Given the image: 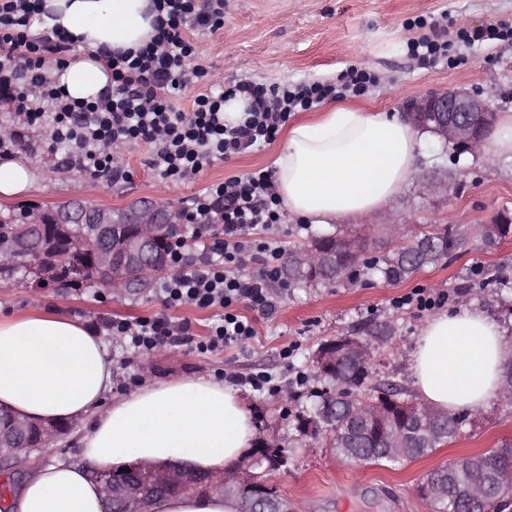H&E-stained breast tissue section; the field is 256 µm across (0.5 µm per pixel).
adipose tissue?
<instances>
[{"label": "adipose tissue", "mask_w": 512, "mask_h": 512, "mask_svg": "<svg viewBox=\"0 0 512 512\" xmlns=\"http://www.w3.org/2000/svg\"><path fill=\"white\" fill-rule=\"evenodd\" d=\"M150 0H49L51 27L77 43L135 49L150 40ZM77 100L96 99L109 83L87 57L61 77ZM422 133L389 112L333 107L291 124L275 162L274 184L290 216L317 225L360 221L385 211L406 186ZM508 350L499 324L463 304L426 320L411 353L420 400L436 410L486 404L504 385ZM108 349L79 320L41 308L0 318V407L28 420L89 422L81 458L31 469L8 498L10 512H102L91 474L131 462L189 463L223 475L256 432L243 400L224 383L173 379L113 396ZM237 497L212 493L154 500L149 512H239Z\"/></svg>", "instance_id": "adipose-tissue-1"}]
</instances>
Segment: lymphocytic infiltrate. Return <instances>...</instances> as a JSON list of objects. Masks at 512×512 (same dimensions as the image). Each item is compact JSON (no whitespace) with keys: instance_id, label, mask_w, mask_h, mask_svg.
I'll return each mask as SVG.
<instances>
[{"instance_id":"lymphocytic-infiltrate-1","label":"lymphocytic infiltrate","mask_w":512,"mask_h":512,"mask_svg":"<svg viewBox=\"0 0 512 512\" xmlns=\"http://www.w3.org/2000/svg\"><path fill=\"white\" fill-rule=\"evenodd\" d=\"M150 8L155 15L151 39L137 49L99 51L111 83L97 99L79 101L65 92L58 73L46 63L47 52L70 54L73 40L56 29L39 37L31 32L45 12L43 0H0V82L15 88L9 99L15 115L25 126L48 127L54 142L69 145L68 162L96 180L125 178L113 149L130 142L152 146L151 165L161 178L194 177L215 161L269 144L292 114L363 93L374 82L371 74L353 68L335 84H217L209 92L196 93L191 111L183 112L175 99L194 91L207 74L195 61L187 31L220 28L224 0H151ZM236 95L247 98L249 108L233 125L224 121V101ZM278 204L272 174L263 169L196 194L184 208L191 237L178 239L171 253L179 272L158 288L163 312L113 320V336L140 355L179 345L214 352L249 341L255 328L246 312H272L269 283L277 278L282 257L279 247L254 232L275 229ZM190 243L204 254L202 266L187 261ZM254 250L265 256L259 271L236 273L244 255ZM182 305L216 308L220 314L199 338L189 322L168 316L169 308Z\"/></svg>"}]
</instances>
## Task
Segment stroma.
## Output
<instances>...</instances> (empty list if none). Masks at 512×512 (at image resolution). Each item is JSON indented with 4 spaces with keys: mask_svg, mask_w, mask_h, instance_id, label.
<instances>
[{
    "mask_svg": "<svg viewBox=\"0 0 512 512\" xmlns=\"http://www.w3.org/2000/svg\"><path fill=\"white\" fill-rule=\"evenodd\" d=\"M491 23L512 29V0H228L223 27L189 32L208 78L178 98L176 105L190 111L196 93L207 91L215 80L228 86L245 79L268 86L334 82L353 66L376 75L378 81L361 95L338 98V105L399 113L406 100L463 87L490 100L499 112L512 113V40L475 47L458 41L460 29ZM434 25L454 42V58L436 65L419 63L409 44ZM284 141V136H277L270 145L216 161L185 181L160 179L151 166V146L133 142L119 151L127 179L112 183L89 179L65 162L63 152L51 151L44 130L31 128L14 153L30 164L33 175L32 187L18 201L54 206L79 196L94 205L120 207L139 198H159L181 207L209 185L272 169ZM435 170L446 173L447 189L436 192L430 187L428 178ZM504 211L512 214L511 155L465 154L453 161L437 147L433 135H425L413 174L386 211L362 224L327 227L285 215L271 237L289 250L325 232L358 236L367 254L374 255L383 225H404L409 236L429 225H449L464 238L456 252L401 282L386 281L367 270L330 286L291 288L279 280L272 282L276 309L267 316L249 312L256 334L246 348L201 353L191 346L165 347L150 355L152 368L146 373L136 356L120 368L112 392L121 395L148 382L171 379L220 380L228 372L270 373L277 393L247 385L239 392L252 410L257 430L278 440L288 452V466L273 483L296 512H430L416 493L423 476L444 462L512 443V403L495 398L470 409L454 442L397 468L345 463L322 444L297 446L294 416L311 408L322 388L310 356L320 341L341 335L370 339L375 330L387 331L372 364L379 378L412 388L409 354L429 314L412 306L394 307L392 301L418 288L453 292L449 302L453 308L466 303L489 311L512 347V235L488 245L475 231L477 224ZM35 306L93 327L115 359L121 358L122 348L112 335V319L163 310L154 291L140 298H121L105 288L79 294L37 292L22 285L0 288L1 317L23 314ZM287 349L293 352L288 359L283 356ZM299 373L306 376L305 384H296Z\"/></svg>",
    "mask_w": 512,
    "mask_h": 512,
    "instance_id": "35a3bbf8",
    "label": "stroma"
}]
</instances>
